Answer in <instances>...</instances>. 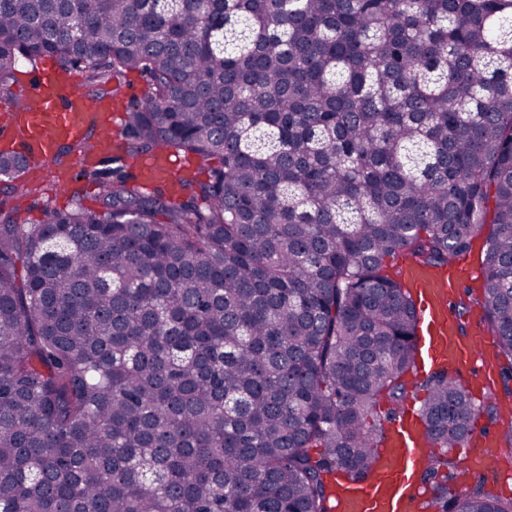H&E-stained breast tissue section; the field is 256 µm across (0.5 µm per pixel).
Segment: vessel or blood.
<instances>
[{
    "label": "vessel or blood",
    "mask_w": 512,
    "mask_h": 512,
    "mask_svg": "<svg viewBox=\"0 0 512 512\" xmlns=\"http://www.w3.org/2000/svg\"><path fill=\"white\" fill-rule=\"evenodd\" d=\"M117 104L93 100L73 90L70 80L53 70L0 90V141L26 164L54 162L66 143H86L78 162L97 163L112 147ZM405 285L411 288L420 341L419 372L445 367L459 375L471 392L482 393L496 379L499 347L480 312L460 324L454 300L460 288L481 276L466 257L454 256L438 268L406 257L397 260ZM413 401H406L386 431L376 478L351 482L337 493L331 512H427L429 501L421 475L433 454ZM472 469L497 468L500 451L489 432L474 427L466 448Z\"/></svg>",
    "instance_id": "vessel-or-blood-1"
}]
</instances>
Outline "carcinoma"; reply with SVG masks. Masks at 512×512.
<instances>
[{
	"label": "carcinoma",
	"instance_id": "obj_1",
	"mask_svg": "<svg viewBox=\"0 0 512 512\" xmlns=\"http://www.w3.org/2000/svg\"><path fill=\"white\" fill-rule=\"evenodd\" d=\"M44 57L138 73L121 151L207 177L0 224V512H331L418 355L389 261L487 224L459 306L512 379V0H0V85ZM423 389L440 512H512L448 486L476 404Z\"/></svg>",
	"mask_w": 512,
	"mask_h": 512
}]
</instances>
